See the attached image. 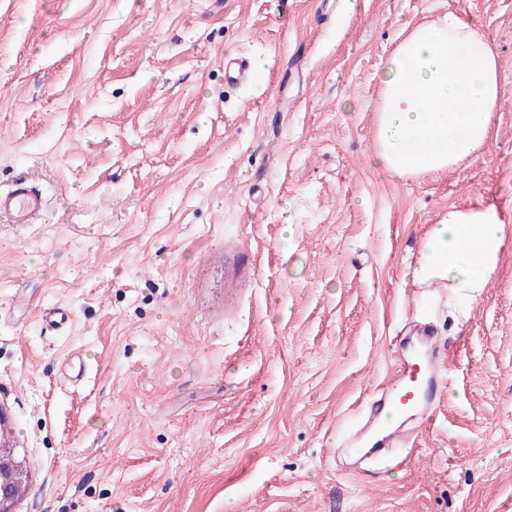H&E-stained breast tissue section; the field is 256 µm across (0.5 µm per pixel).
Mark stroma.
Listing matches in <instances>:
<instances>
[{
	"instance_id": "1",
	"label": "stroma",
	"mask_w": 512,
	"mask_h": 512,
	"mask_svg": "<svg viewBox=\"0 0 512 512\" xmlns=\"http://www.w3.org/2000/svg\"><path fill=\"white\" fill-rule=\"evenodd\" d=\"M451 11L504 72L493 135L400 178L369 162L378 72ZM19 176L45 216L0 219L16 512H512V0H0V187ZM477 202L507 239L434 316L455 384L404 468L361 477L338 446L420 310L403 270Z\"/></svg>"
}]
</instances>
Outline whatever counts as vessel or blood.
Returning a JSON list of instances; mask_svg holds the SVG:
<instances>
[{
  "label": "vessel or blood",
  "mask_w": 512,
  "mask_h": 512,
  "mask_svg": "<svg viewBox=\"0 0 512 512\" xmlns=\"http://www.w3.org/2000/svg\"><path fill=\"white\" fill-rule=\"evenodd\" d=\"M45 202L42 193L26 178H16L0 189V216L14 224H34L42 220ZM454 365L447 348L441 344L433 323L415 326L410 333L392 340V366L370 396V403L380 411L379 418H367L348 440L357 452L365 448H394L393 465L404 461L399 451L415 448L417 437L399 425V418L412 413L432 420L444 402Z\"/></svg>",
  "instance_id": "vessel-or-blood-1"
}]
</instances>
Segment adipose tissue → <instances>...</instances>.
I'll use <instances>...</instances> for the list:
<instances>
[{
	"instance_id": "adipose-tissue-1",
	"label": "adipose tissue",
	"mask_w": 512,
	"mask_h": 512,
	"mask_svg": "<svg viewBox=\"0 0 512 512\" xmlns=\"http://www.w3.org/2000/svg\"><path fill=\"white\" fill-rule=\"evenodd\" d=\"M380 79L373 166L408 178L456 168L483 154L501 103L503 73L474 24L451 11L410 30ZM505 224L493 206L450 207L427 229L405 281L473 303L497 275Z\"/></svg>"
}]
</instances>
